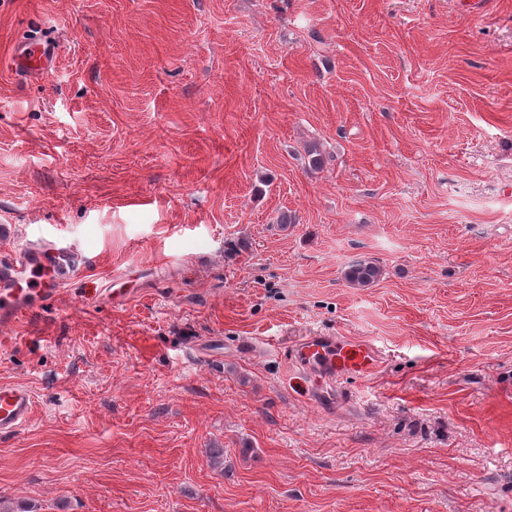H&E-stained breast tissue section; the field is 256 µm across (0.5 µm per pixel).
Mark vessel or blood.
<instances>
[{
    "label": "vessel or blood",
    "instance_id": "vessel-or-blood-1",
    "mask_svg": "<svg viewBox=\"0 0 512 512\" xmlns=\"http://www.w3.org/2000/svg\"><path fill=\"white\" fill-rule=\"evenodd\" d=\"M56 46L32 38L14 47L11 66L22 74L47 70ZM62 244L46 243L29 247L14 264L0 267V324L12 322L19 314L32 311L42 298L55 294L64 282L59 263ZM295 359L302 371H314L331 382L375 372L379 351L365 339L348 336L314 335L298 345ZM34 409L32 393L23 387L0 385V435L14 434L29 422Z\"/></svg>",
    "mask_w": 512,
    "mask_h": 512
}]
</instances>
